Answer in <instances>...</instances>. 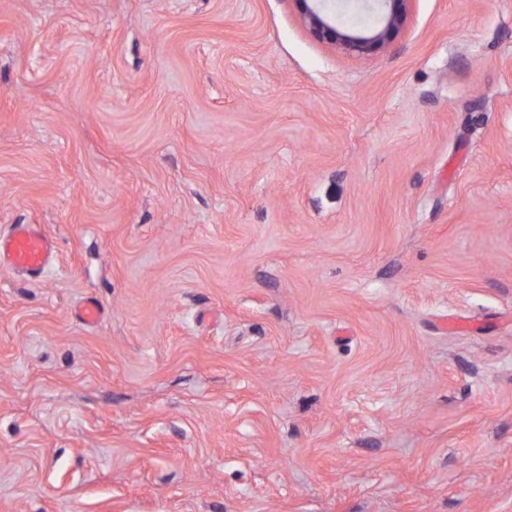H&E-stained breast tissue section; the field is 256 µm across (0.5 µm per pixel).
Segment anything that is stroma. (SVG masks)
<instances>
[{
  "label": "stroma",
  "mask_w": 512,
  "mask_h": 512,
  "mask_svg": "<svg viewBox=\"0 0 512 512\" xmlns=\"http://www.w3.org/2000/svg\"><path fill=\"white\" fill-rule=\"evenodd\" d=\"M13 224L0 512H512V0H0ZM311 34L319 41L358 54H369L387 46L404 25L412 0H356L377 2L381 19L374 25L340 30L336 20L325 13L318 2L327 0H296ZM53 257V239L37 224H14L7 235L0 234V265L39 275Z\"/></svg>",
  "instance_id": "stroma-1"
}]
</instances>
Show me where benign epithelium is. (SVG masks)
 Here are the masks:
<instances>
[{
    "label": "benign epithelium",
    "mask_w": 512,
    "mask_h": 512,
    "mask_svg": "<svg viewBox=\"0 0 512 512\" xmlns=\"http://www.w3.org/2000/svg\"><path fill=\"white\" fill-rule=\"evenodd\" d=\"M311 34L318 40L358 54H369L387 46L404 25L412 0H375L380 11L379 22L341 30L336 20L319 6L320 0H297Z\"/></svg>",
    "instance_id": "7a95c632"
}]
</instances>
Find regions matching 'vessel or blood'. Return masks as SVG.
Returning a JSON list of instances; mask_svg holds the SVG:
<instances>
[{
  "label": "vessel or blood",
  "mask_w": 512,
  "mask_h": 512,
  "mask_svg": "<svg viewBox=\"0 0 512 512\" xmlns=\"http://www.w3.org/2000/svg\"><path fill=\"white\" fill-rule=\"evenodd\" d=\"M53 257V239L39 225L16 224L7 235H0V265L37 275Z\"/></svg>",
  "instance_id": "vessel-or-blood-1"
}]
</instances>
